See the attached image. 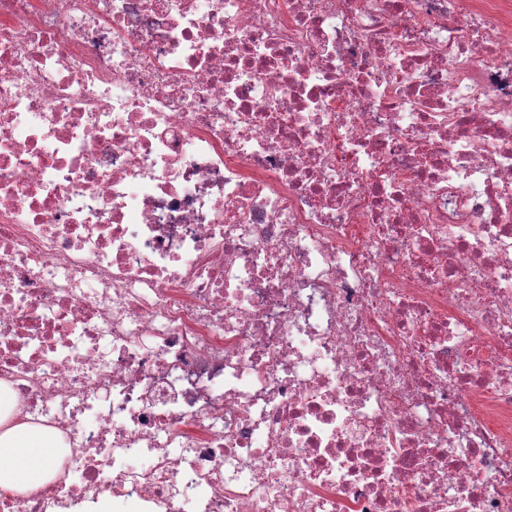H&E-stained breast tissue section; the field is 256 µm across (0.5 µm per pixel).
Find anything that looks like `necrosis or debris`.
<instances>
[{
    "label": "necrosis or debris",
    "instance_id": "obj_1",
    "mask_svg": "<svg viewBox=\"0 0 512 512\" xmlns=\"http://www.w3.org/2000/svg\"><path fill=\"white\" fill-rule=\"evenodd\" d=\"M0 512H512V0H0ZM59 447L57 436L47 429L20 426L0 433V487L32 490L48 478ZM8 458L3 462V458ZM6 464L2 467V464Z\"/></svg>",
    "mask_w": 512,
    "mask_h": 512
}]
</instances>
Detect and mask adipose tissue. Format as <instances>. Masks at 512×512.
I'll return each instance as SVG.
<instances>
[{
    "label": "adipose tissue",
    "instance_id": "obj_1",
    "mask_svg": "<svg viewBox=\"0 0 512 512\" xmlns=\"http://www.w3.org/2000/svg\"><path fill=\"white\" fill-rule=\"evenodd\" d=\"M59 446L57 436L47 429L29 426L0 432V487L9 490H32L48 478L50 466Z\"/></svg>",
    "mask_w": 512,
    "mask_h": 512
}]
</instances>
